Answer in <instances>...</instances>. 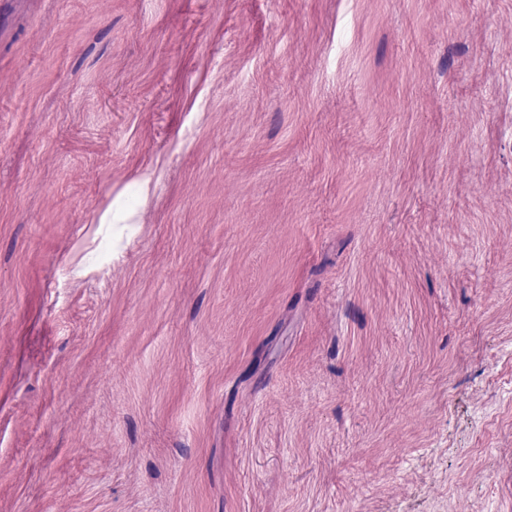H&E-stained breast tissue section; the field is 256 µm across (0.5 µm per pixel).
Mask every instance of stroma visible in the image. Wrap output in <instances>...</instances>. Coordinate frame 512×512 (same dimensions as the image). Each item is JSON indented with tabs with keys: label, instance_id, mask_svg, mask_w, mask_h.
I'll return each instance as SVG.
<instances>
[{
	"label": "stroma",
	"instance_id": "obj_1",
	"mask_svg": "<svg viewBox=\"0 0 512 512\" xmlns=\"http://www.w3.org/2000/svg\"><path fill=\"white\" fill-rule=\"evenodd\" d=\"M0 512H512V0H0Z\"/></svg>",
	"mask_w": 512,
	"mask_h": 512
}]
</instances>
